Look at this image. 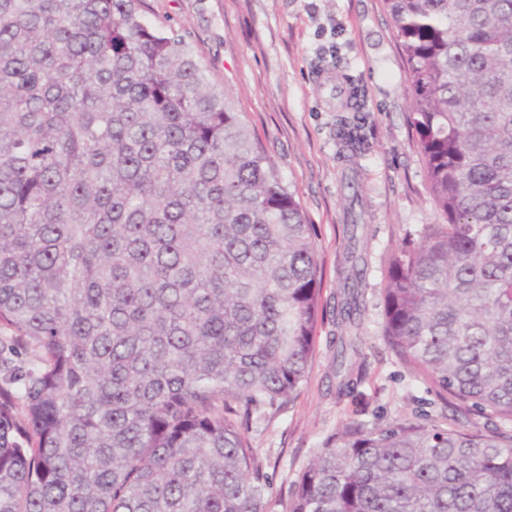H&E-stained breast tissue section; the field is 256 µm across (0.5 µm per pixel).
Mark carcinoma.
Returning <instances> with one entry per match:
<instances>
[{
  "label": "carcinoma",
  "mask_w": 512,
  "mask_h": 512,
  "mask_svg": "<svg viewBox=\"0 0 512 512\" xmlns=\"http://www.w3.org/2000/svg\"><path fill=\"white\" fill-rule=\"evenodd\" d=\"M140 0H0V512H271L246 436L314 352V226ZM441 224L383 336L491 430L348 425L283 512H512V0H387ZM357 218L336 393L363 370Z\"/></svg>",
  "instance_id": "cac0c4a2"
}]
</instances>
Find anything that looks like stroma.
Instances as JSON below:
<instances>
[{"instance_id":"1","label":"stroma","mask_w":512,"mask_h":512,"mask_svg":"<svg viewBox=\"0 0 512 512\" xmlns=\"http://www.w3.org/2000/svg\"><path fill=\"white\" fill-rule=\"evenodd\" d=\"M141 14L184 36L316 228L323 314L307 379L290 403L254 412L247 429L265 466L272 512H282L297 474L348 424L373 429L418 418L494 428L487 416L452 415L382 336L390 255L437 220L386 0H143ZM346 123L365 143L354 157L339 135ZM351 179L356 189H348ZM352 211L365 257L364 379L340 397L329 342L341 333L333 308Z\"/></svg>"}]
</instances>
